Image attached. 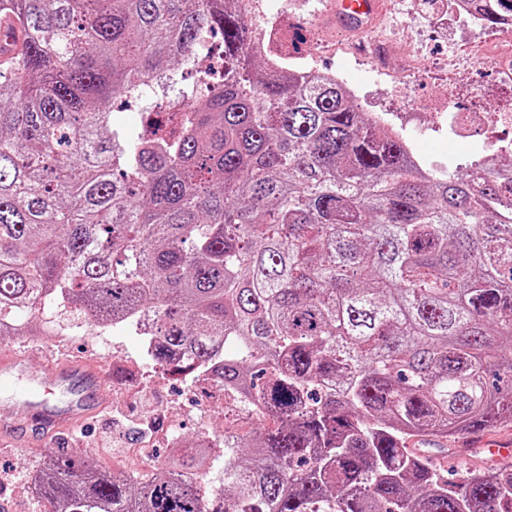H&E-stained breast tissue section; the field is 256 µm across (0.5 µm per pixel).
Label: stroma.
Wrapping results in <instances>:
<instances>
[{
	"mask_svg": "<svg viewBox=\"0 0 512 512\" xmlns=\"http://www.w3.org/2000/svg\"><path fill=\"white\" fill-rule=\"evenodd\" d=\"M384 3L386 11L379 26L397 50L391 57L381 46L364 56H353L349 45L354 36L336 28L325 0H314L307 14H288L285 26L304 35L299 53L312 59L318 70L342 73L345 86L354 89L360 109L384 113L427 163L443 164L464 174L473 161L472 145L449 141L434 125L451 103L463 112L512 110V83H502L495 65L485 56L492 42L503 40L507 33L498 27L467 30L452 15L449 0ZM452 54L460 63V73L453 78L447 67ZM18 320L55 333L49 341L35 336L8 339V346L23 354L31 369L64 360L106 365L121 359L137 368L138 377L131 382L109 381L101 392L98 414L67 438L50 446L0 447V500L8 512H51L46 499L34 493L32 479L43 462L65 451L82 452L87 465L142 479L165 465L180 443L198 439L202 433L217 438L228 430L247 437L268 425L263 418L241 419L225 413L220 403L204 396L191 377L153 369L142 337L109 327H90L77 311L60 305L33 316L21 314ZM165 407L175 412V438L158 437L148 451H139L140 431L128 422V415L150 418ZM107 428L117 443L109 452L95 446L99 433ZM503 442L512 443V428L470 437L469 450L461 456L440 447L430 449L428 455L445 479L459 482L467 471L491 466L487 450Z\"/></svg>",
	"mask_w": 512,
	"mask_h": 512,
	"instance_id": "1",
	"label": "stroma"
}]
</instances>
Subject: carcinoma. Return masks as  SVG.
Instances as JSON below:
<instances>
[{"label": "carcinoma", "instance_id": "cac0c4a2", "mask_svg": "<svg viewBox=\"0 0 512 512\" xmlns=\"http://www.w3.org/2000/svg\"><path fill=\"white\" fill-rule=\"evenodd\" d=\"M512 21V0H472ZM0 68V336L51 304L131 326L156 369L213 375L274 427L198 443L151 478L72 455L53 512H512V466L450 486L408 441L512 425V169H419L336 78L262 59L246 0H12ZM146 133L109 103L192 70ZM0 44H2L3 49L2 54H0V64L18 56L22 51L18 29L6 21L0 23ZM199 472L207 476V483H204L207 490L211 491L222 484L224 482V447L212 450L208 460ZM199 472H197V475Z\"/></svg>", "mask_w": 512, "mask_h": 512}]
</instances>
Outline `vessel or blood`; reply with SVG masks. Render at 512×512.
Instances as JSON below:
<instances>
[{
  "mask_svg": "<svg viewBox=\"0 0 512 512\" xmlns=\"http://www.w3.org/2000/svg\"><path fill=\"white\" fill-rule=\"evenodd\" d=\"M383 9V0H333L337 26L358 31ZM22 51L16 27L0 23V64ZM27 379L34 390L22 398L0 401V435L31 443H51L91 418L99 407V388L107 370L83 363H52L42 371L26 369L13 351H0V377Z\"/></svg>",
  "mask_w": 512,
  "mask_h": 512,
  "instance_id": "vessel-or-blood-1",
  "label": "vessel or blood"
}]
</instances>
